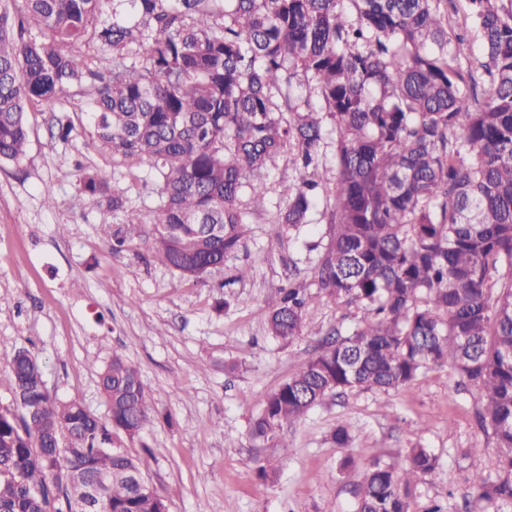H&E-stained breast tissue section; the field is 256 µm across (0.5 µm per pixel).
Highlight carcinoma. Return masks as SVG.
<instances>
[{
    "mask_svg": "<svg viewBox=\"0 0 512 512\" xmlns=\"http://www.w3.org/2000/svg\"><path fill=\"white\" fill-rule=\"evenodd\" d=\"M454 0H0V162L18 163L27 112L93 90L92 125L112 158L149 162L161 180L146 243L180 276L204 280L245 234L241 197L265 204L270 163L292 155L280 224L308 223L319 189L326 113L336 130L333 229L315 269L362 323L261 401L256 435L280 438L328 397L386 393L452 362L481 394L502 448L496 476L471 462L469 512L512 505V0H469L481 56ZM100 51L93 70L78 49ZM80 190L124 223L127 190L79 173ZM113 253L126 234L105 221ZM302 288L283 290L270 333L303 327ZM14 401L0 407V512H168V498L122 444L156 409L122 354L99 367L102 421L50 394L31 352L3 361ZM437 458L412 448L353 483V512H408ZM101 479L92 501L85 480Z\"/></svg>",
    "mask_w": 512,
    "mask_h": 512,
    "instance_id": "obj_1",
    "label": "carcinoma"
}]
</instances>
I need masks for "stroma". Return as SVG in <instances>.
<instances>
[{
  "instance_id": "stroma-1",
  "label": "stroma",
  "mask_w": 512,
  "mask_h": 512,
  "mask_svg": "<svg viewBox=\"0 0 512 512\" xmlns=\"http://www.w3.org/2000/svg\"><path fill=\"white\" fill-rule=\"evenodd\" d=\"M65 109L77 135L65 143L51 131L52 114L29 115L27 155L0 165V355L25 348L42 364L50 393L75 398L100 418L108 408L98 365L122 353L138 369L158 419L128 442L145 480L168 495L169 512H353L347 478L375 460L394 461L408 449L437 456L436 473L408 498L409 512L438 501L465 512L470 455L487 473L501 450L479 422L475 388L448 364L429 366L411 384L386 393L353 389L326 399L285 428L280 444L255 437L260 401L291 376L335 330L352 332L364 316L339 307L314 283L332 230L322 210L307 224H279L283 184L295 176L287 158L268 167L264 209L247 210V236L237 253L205 281L180 278L142 243L160 183L148 162L118 160L92 134L91 98L73 94ZM126 187L143 221L124 225L78 187L77 167ZM55 196L43 202L44 189ZM124 225L129 240L112 254L103 219ZM66 233H59V225ZM250 274L236 280L238 268ZM306 284L304 330L289 343L270 335L268 319L288 283ZM229 305L216 311V298ZM346 425L338 446L331 433ZM271 464L269 478L256 468Z\"/></svg>"
}]
</instances>
